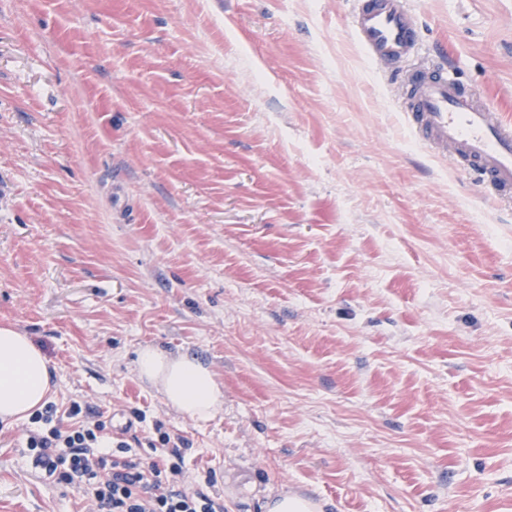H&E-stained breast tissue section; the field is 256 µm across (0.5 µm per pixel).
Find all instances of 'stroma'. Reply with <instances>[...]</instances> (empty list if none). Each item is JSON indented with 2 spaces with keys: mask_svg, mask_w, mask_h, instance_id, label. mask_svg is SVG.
I'll list each match as a JSON object with an SVG mask.
<instances>
[{
  "mask_svg": "<svg viewBox=\"0 0 512 512\" xmlns=\"http://www.w3.org/2000/svg\"><path fill=\"white\" fill-rule=\"evenodd\" d=\"M512 121V0H407ZM355 0H0V327L224 512H512V203L424 148ZM224 388L199 424L133 367ZM0 425V512H82ZM140 378L155 387L166 405L198 423L211 421L224 408V389L211 370L188 353L155 345L136 351ZM265 512H322L323 506L306 496L285 492L269 498Z\"/></svg>",
  "mask_w": 512,
  "mask_h": 512,
  "instance_id": "obj_1",
  "label": "stroma"
}]
</instances>
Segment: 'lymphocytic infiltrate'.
<instances>
[{"mask_svg":"<svg viewBox=\"0 0 512 512\" xmlns=\"http://www.w3.org/2000/svg\"><path fill=\"white\" fill-rule=\"evenodd\" d=\"M25 456L32 469L55 485L70 488L88 512H224L221 497L184 488V459L161 433L152 457L113 438L101 412L80 402L59 408L48 402L30 417Z\"/></svg>","mask_w":512,"mask_h":512,"instance_id":"obj_1","label":"lymphocytic infiltrate"}]
</instances>
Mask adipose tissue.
<instances>
[{"label": "adipose tissue", "instance_id": "adipose-tissue-1", "mask_svg": "<svg viewBox=\"0 0 512 512\" xmlns=\"http://www.w3.org/2000/svg\"><path fill=\"white\" fill-rule=\"evenodd\" d=\"M140 378L155 387L167 406L206 423L224 407V389L195 356L155 345L137 352ZM51 391V362L31 337L0 328V424L10 426L41 407Z\"/></svg>", "mask_w": 512, "mask_h": 512}]
</instances>
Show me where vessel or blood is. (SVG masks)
I'll list each match as a JSON object with an SVG mask.
<instances>
[{
	"label": "vessel or blood",
	"mask_w": 512,
	"mask_h": 512,
	"mask_svg": "<svg viewBox=\"0 0 512 512\" xmlns=\"http://www.w3.org/2000/svg\"><path fill=\"white\" fill-rule=\"evenodd\" d=\"M354 30L377 66L409 59L420 37L404 0H360ZM400 110L414 136L448 155L495 199L512 202V122L499 119L487 100L423 63L409 75Z\"/></svg>",
	"instance_id": "vessel-or-blood-1"
}]
</instances>
